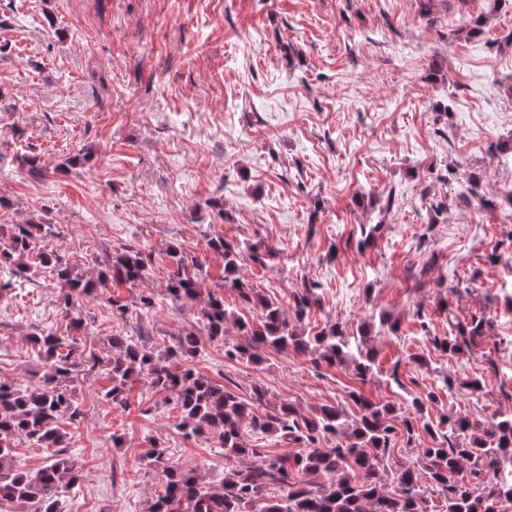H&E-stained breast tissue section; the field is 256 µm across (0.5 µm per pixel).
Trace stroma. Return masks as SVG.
Listing matches in <instances>:
<instances>
[{
  "instance_id": "35a3bbf8",
  "label": "stroma",
  "mask_w": 512,
  "mask_h": 512,
  "mask_svg": "<svg viewBox=\"0 0 512 512\" xmlns=\"http://www.w3.org/2000/svg\"><path fill=\"white\" fill-rule=\"evenodd\" d=\"M478 16L483 31L469 34ZM511 33L512 0H0V235L43 219L46 248L90 277L131 246L152 263L121 296L155 299L122 317L99 289L76 304L83 325L71 330L55 277L0 271L14 283L0 290V378L41 383L28 335L43 330L69 334L78 355H109L115 334L164 352L199 328L197 307L165 296L168 250L197 257L209 291L224 261L207 241L221 236L268 245L264 264L241 274L282 309L319 283L306 329L370 326L376 370L362 383L292 351L231 359L232 329L204 341L196 372L244 398L263 386L270 403L307 416L357 389L402 412L434 390L427 419L461 412L489 429L512 412L501 393L512 383V271L497 265L512 257ZM81 151L90 160L70 164ZM472 183L482 198L464 196ZM452 315L486 327L449 357L432 339ZM474 378L475 400L462 387ZM109 385L102 371L68 385L83 416L64 426L67 453L84 478L61 512H148L164 485L143 463L155 440L207 482L223 477L217 437L185 436L170 393L142 378L120 409L103 397Z\"/></svg>"
}]
</instances>
